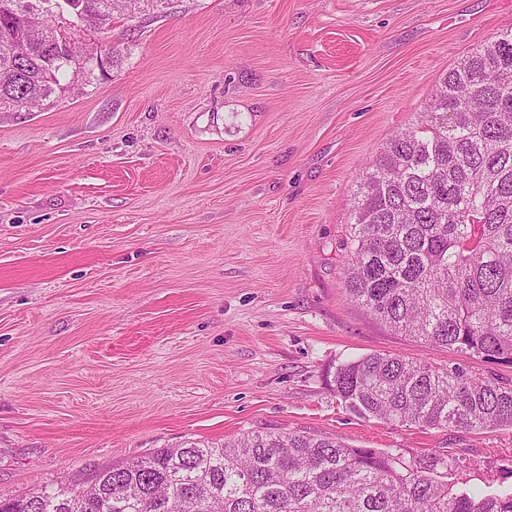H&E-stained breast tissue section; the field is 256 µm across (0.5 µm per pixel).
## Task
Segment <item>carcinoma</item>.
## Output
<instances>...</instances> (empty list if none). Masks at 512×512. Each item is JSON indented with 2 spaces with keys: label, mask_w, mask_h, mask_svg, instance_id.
Masks as SVG:
<instances>
[{
  "label": "carcinoma",
  "mask_w": 512,
  "mask_h": 512,
  "mask_svg": "<svg viewBox=\"0 0 512 512\" xmlns=\"http://www.w3.org/2000/svg\"><path fill=\"white\" fill-rule=\"evenodd\" d=\"M118 0H0V105H35L66 60L34 48L44 11L110 24ZM343 242L346 296L391 330L512 365V29L460 59L419 122L360 180ZM352 413L424 429L512 428V384L460 364L374 353L338 365ZM458 462L357 448L328 435L188 440L77 486L0 499V512H512V488L467 489Z\"/></svg>",
  "instance_id": "obj_1"
}]
</instances>
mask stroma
Wrapping results in <instances>:
<instances>
[{"instance_id": "35a3bbf8", "label": "stroma", "mask_w": 512, "mask_h": 512, "mask_svg": "<svg viewBox=\"0 0 512 512\" xmlns=\"http://www.w3.org/2000/svg\"><path fill=\"white\" fill-rule=\"evenodd\" d=\"M512 0H131L35 107L0 106V497L189 439L330 435L478 462L512 428L365 420L333 391L375 352L512 365L395 334L343 289L360 175Z\"/></svg>"}]
</instances>
